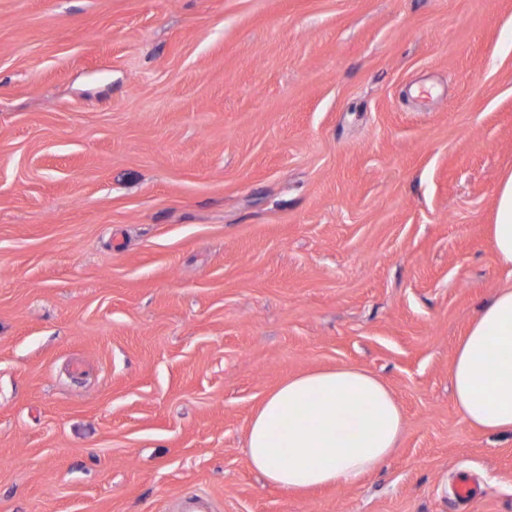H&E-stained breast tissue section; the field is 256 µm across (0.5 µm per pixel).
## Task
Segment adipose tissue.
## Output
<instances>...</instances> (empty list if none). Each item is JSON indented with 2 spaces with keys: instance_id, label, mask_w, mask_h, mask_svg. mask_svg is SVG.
Masks as SVG:
<instances>
[{
  "instance_id": "adipose-tissue-1",
  "label": "adipose tissue",
  "mask_w": 512,
  "mask_h": 512,
  "mask_svg": "<svg viewBox=\"0 0 512 512\" xmlns=\"http://www.w3.org/2000/svg\"><path fill=\"white\" fill-rule=\"evenodd\" d=\"M491 241L497 262L512 269V174L498 187ZM448 375L470 425L512 433V285L482 305ZM402 434L391 388L341 365L297 374L269 392L251 419L245 452L268 483L299 491L357 482L395 452Z\"/></svg>"
}]
</instances>
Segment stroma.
<instances>
[{
  "label": "stroma",
  "mask_w": 512,
  "mask_h": 512,
  "mask_svg": "<svg viewBox=\"0 0 512 512\" xmlns=\"http://www.w3.org/2000/svg\"><path fill=\"white\" fill-rule=\"evenodd\" d=\"M510 173L512 0H0V512H512L448 378ZM342 364L400 448L265 483L257 405Z\"/></svg>",
  "instance_id": "1"
}]
</instances>
